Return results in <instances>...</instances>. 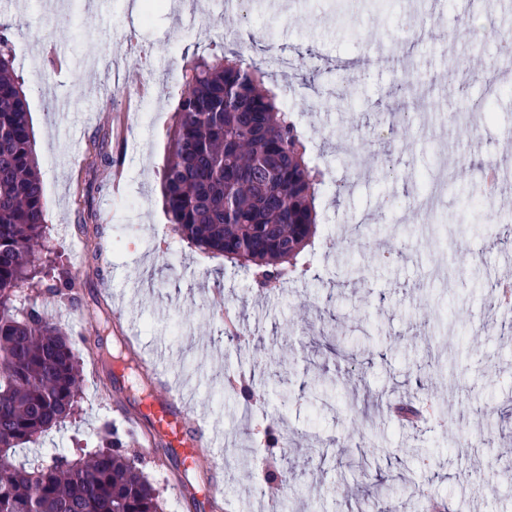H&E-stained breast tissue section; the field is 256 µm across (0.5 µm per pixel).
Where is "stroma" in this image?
<instances>
[{"label": "stroma", "instance_id": "1", "mask_svg": "<svg viewBox=\"0 0 512 512\" xmlns=\"http://www.w3.org/2000/svg\"><path fill=\"white\" fill-rule=\"evenodd\" d=\"M237 24L212 0H0V24H26L11 35L14 69L24 82L35 152L47 202V229L23 304L72 336L111 326L104 284L124 292L122 313L144 346L162 350L170 374L193 391V410L224 437L223 512H374L370 491L346 492L348 462L367 454L397 512H512V417L495 409L512 400V310L493 303L512 254V95L492 121L468 115L483 96L470 78L512 87V0L475 10L471 0H244ZM423 35L404 37L410 27ZM220 48L267 61L285 52L297 62L271 72L268 85L288 91L312 139L310 164L330 184L315 204L317 233L298 257L304 273L275 289L253 270L201 253L169 224L161 202L166 132L182 85L184 57ZM419 80L403 97L405 73ZM149 87L153 123L137 124L120 97L91 94L93 80ZM414 114L404 137L386 136L395 110ZM107 137L123 172L120 193L80 172L93 138ZM447 153V189L431 209L417 208L421 186ZM508 170L495 200L480 173ZM101 217L110 250L89 265L76 233L77 197ZM349 237L350 250L337 249ZM82 282L79 306L45 301L53 276ZM254 369L258 415L242 414L227 375ZM84 375L72 419L18 448L34 466L47 449L77 458L97 446L96 428L121 413ZM410 401L423 421L403 425L389 405ZM283 424L288 474L278 502L264 493L268 456L257 428ZM472 444L457 456L459 443ZM243 448L260 454L240 462ZM164 512H208L172 490L171 460L139 458ZM423 487L426 498L410 493Z\"/></svg>", "mask_w": 512, "mask_h": 512}]
</instances>
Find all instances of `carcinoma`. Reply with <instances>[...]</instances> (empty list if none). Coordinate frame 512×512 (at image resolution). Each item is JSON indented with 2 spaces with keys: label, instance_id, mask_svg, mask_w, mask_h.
I'll return each mask as SVG.
<instances>
[{
  "label": "carcinoma",
  "instance_id": "carcinoma-1",
  "mask_svg": "<svg viewBox=\"0 0 512 512\" xmlns=\"http://www.w3.org/2000/svg\"><path fill=\"white\" fill-rule=\"evenodd\" d=\"M168 134L162 199L169 223L201 252L264 268L268 281L288 277L316 227L314 201L325 185L305 161L293 115L240 56L195 55ZM118 159L103 142L87 149V168L107 173ZM46 200L37 170L30 109L9 53L0 49V512H162L156 489L138 473L112 420L97 429L88 458L57 453L34 467L16 449L37 442L78 408L81 364L75 341L37 304L18 307L36 246L45 234ZM93 237L88 254L104 255L99 217L81 211ZM70 280L44 294L71 301ZM92 357L109 354L102 336L84 337Z\"/></svg>",
  "mask_w": 512,
  "mask_h": 512
}]
</instances>
